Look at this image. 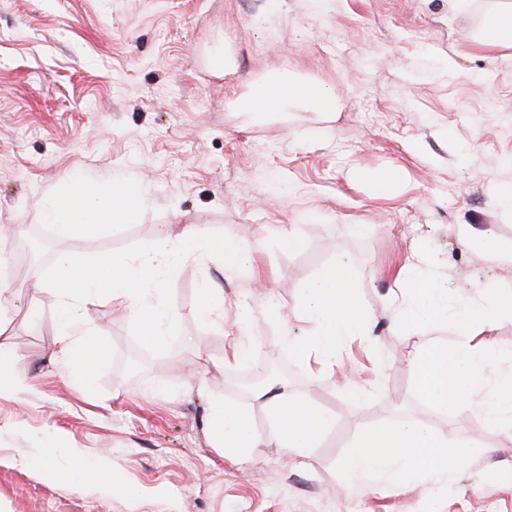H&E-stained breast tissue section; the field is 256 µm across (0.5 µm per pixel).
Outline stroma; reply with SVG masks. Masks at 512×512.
Here are the masks:
<instances>
[{"label":"stroma","mask_w":512,"mask_h":512,"mask_svg":"<svg viewBox=\"0 0 512 512\" xmlns=\"http://www.w3.org/2000/svg\"><path fill=\"white\" fill-rule=\"evenodd\" d=\"M0 0V242L12 287L0 304V339L18 352L0 366V512H512V436L481 409L447 417L419 403L411 361L422 344L457 331L406 335L390 324L403 296L399 269L430 243L448 290L476 272L512 287V214L492 202L512 188V56L482 45L498 0ZM298 76L329 87L330 112H250L259 83ZM392 167L395 188L373 192L365 173ZM76 181L108 193L123 183L145 204L132 218L68 238L49 234L42 255L19 248L41 226L46 201ZM247 239L253 269L183 260L173 313L180 335L134 378L119 364L102 395L73 380L62 360L57 294L42 280L59 252L91 255L135 243L171 244L185 226ZM295 226L297 251L280 229ZM495 238L505 259L481 264L459 242L462 227ZM354 258L357 299L376 324L335 365L290 359L288 386L333 418L297 455L270 436L262 391L231 393L238 342L252 366L289 357L300 338L290 319L303 283L338 254ZM224 315L198 320L210 284ZM275 301L285 320L271 317ZM116 352L133 345L128 301L82 303ZM363 388L353 397L347 376ZM218 401L243 409L261 442L231 459L207 422ZM425 420L486 453L451 472L403 484L345 486L342 463L361 428ZM55 443L60 478L23 465ZM107 457L118 492L74 484L76 461Z\"/></svg>","instance_id":"obj_1"}]
</instances>
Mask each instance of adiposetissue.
<instances>
[{
  "label": "adipose tissue",
  "instance_id": "obj_1",
  "mask_svg": "<svg viewBox=\"0 0 512 512\" xmlns=\"http://www.w3.org/2000/svg\"><path fill=\"white\" fill-rule=\"evenodd\" d=\"M274 88L271 96H251L247 101L249 110L274 112L295 104L325 112L336 105L331 89L304 80L289 79L275 83ZM144 203L141 194L121 183L113 184L110 193L103 196L82 193L65 183L56 189L42 219L59 235L68 236L111 223L117 217H132ZM357 280L354 259L341 254L330 267L304 283L294 314L306 324L307 332L302 340L288 344L296 358L313 356L332 365L347 341L368 334L372 319L358 302ZM267 396L272 433L281 447L292 451L311 447L332 424L331 417L320 408L300 402L287 381H272ZM211 432L230 458L244 456L260 440L246 413L223 402L212 407ZM457 446L454 435H437L416 421H392L361 431L344 460L343 472L351 482L379 479L398 483L455 467Z\"/></svg>",
  "mask_w": 512,
  "mask_h": 512
}]
</instances>
